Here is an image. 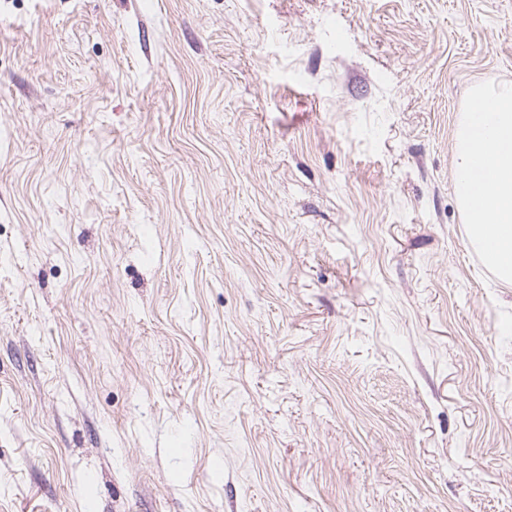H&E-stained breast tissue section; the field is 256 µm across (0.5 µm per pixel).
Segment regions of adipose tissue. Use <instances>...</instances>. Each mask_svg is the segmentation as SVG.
I'll list each match as a JSON object with an SVG mask.
<instances>
[{
  "label": "adipose tissue",
  "instance_id": "ef3b65f1",
  "mask_svg": "<svg viewBox=\"0 0 512 512\" xmlns=\"http://www.w3.org/2000/svg\"><path fill=\"white\" fill-rule=\"evenodd\" d=\"M456 197L469 241L512 282V84L471 89L456 133Z\"/></svg>",
  "mask_w": 512,
  "mask_h": 512
}]
</instances>
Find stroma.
<instances>
[{"label":"stroma","instance_id":"obj_1","mask_svg":"<svg viewBox=\"0 0 512 512\" xmlns=\"http://www.w3.org/2000/svg\"><path fill=\"white\" fill-rule=\"evenodd\" d=\"M508 82L512 0H0V512H512ZM456 197L470 244L512 282V84L475 87L456 133Z\"/></svg>","mask_w":512,"mask_h":512}]
</instances>
